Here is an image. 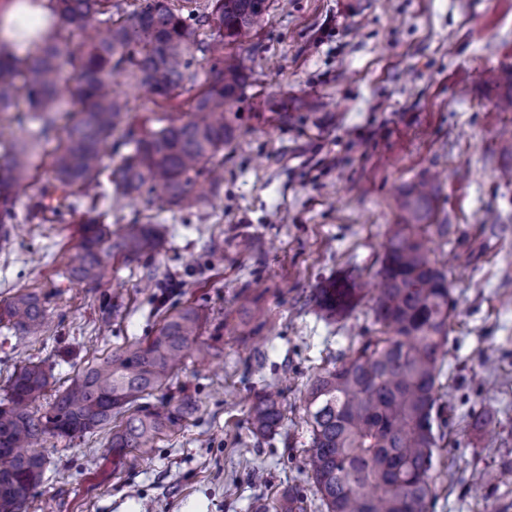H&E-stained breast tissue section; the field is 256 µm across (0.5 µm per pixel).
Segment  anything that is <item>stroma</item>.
Instances as JSON below:
<instances>
[{"label": "stroma", "mask_w": 512, "mask_h": 512, "mask_svg": "<svg viewBox=\"0 0 512 512\" xmlns=\"http://www.w3.org/2000/svg\"><path fill=\"white\" fill-rule=\"evenodd\" d=\"M226 52L248 57L236 136L219 197L157 212L141 196L110 231L152 221L162 243L142 263L113 259L99 287L70 278L75 224L18 222L0 248V302L46 301L41 336L0 325V387L40 362L56 394L87 364L150 336L160 312L200 309L201 334L169 381L194 414L150 458H113L111 429L50 438L42 483L22 512H254L287 489L321 512L305 465L301 397L322 368L378 335L373 297L327 317V280L375 282L397 198L437 186L432 261L448 272L454 312L434 421L429 512H512V0H270L260 27ZM249 239V250L238 243ZM173 286L146 285L144 273ZM120 304L109 331L103 302ZM268 386L284 401L279 435L255 438L246 399Z\"/></svg>", "instance_id": "stroma-1"}]
</instances>
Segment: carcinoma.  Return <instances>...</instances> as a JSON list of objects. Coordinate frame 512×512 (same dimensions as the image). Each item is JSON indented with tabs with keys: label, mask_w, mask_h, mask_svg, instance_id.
I'll return each mask as SVG.
<instances>
[{
	"label": "carcinoma",
	"mask_w": 512,
	"mask_h": 512,
	"mask_svg": "<svg viewBox=\"0 0 512 512\" xmlns=\"http://www.w3.org/2000/svg\"><path fill=\"white\" fill-rule=\"evenodd\" d=\"M58 22L24 56L0 49V114L15 113L21 134L0 139V243L8 244L20 190L40 169L50 175L25 204L26 222L43 224L47 211H83L79 252L72 274L99 285L117 256L140 261L160 245L157 229L139 220L117 236L102 224L127 200L156 194L157 209H189L220 195L224 160L218 156L235 134V105L246 86L243 59L224 55V45L248 37L269 0H51ZM205 83L191 112H163L159 127L133 121L127 94L148 90L162 109L175 91ZM57 145L45 162V145ZM120 159L101 180L108 154ZM378 272L374 318L383 335L315 376L303 403L311 442L305 463L324 512H427L433 499L437 448L433 410L453 309L448 276L428 258L424 234L444 236L432 223L431 193L417 185L399 201ZM364 288L332 282L317 302L331 317L349 314ZM46 307L21 292L0 307V322L37 337ZM199 310L174 307L145 341L91 363L53 399L49 375L29 362L7 378L0 399V512H20L46 468L34 450L47 436L82 438L121 418L112 433V456H151L160 435L180 430L195 400L148 402L165 387L196 343ZM43 412L38 414L36 409ZM251 432H277L284 414L281 393L266 388L249 402ZM275 512H305L304 498L282 493Z\"/></svg>",
	"instance_id": "1"
}]
</instances>
